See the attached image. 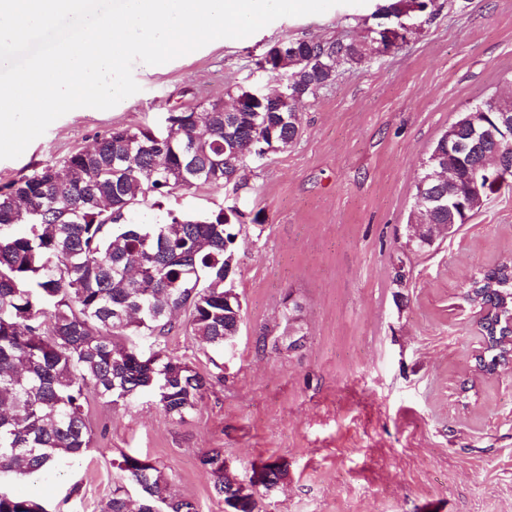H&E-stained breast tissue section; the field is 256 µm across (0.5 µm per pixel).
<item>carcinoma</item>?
Segmentation results:
<instances>
[{"label":"carcinoma","instance_id":"carcinoma-1","mask_svg":"<svg viewBox=\"0 0 512 512\" xmlns=\"http://www.w3.org/2000/svg\"><path fill=\"white\" fill-rule=\"evenodd\" d=\"M411 0L377 8L398 20ZM288 52L272 48L264 64L288 74L290 91L270 112L254 110L255 94L239 89L229 112L199 105L170 112L160 142L131 153L150 130L114 128L96 138L94 151L49 162L0 191V478L46 476L81 457L91 444L86 392L109 404L149 393L170 416L192 411L211 386L208 376L183 359L158 350L148 357L122 341L128 335H168L176 311L188 313L185 330L222 348L239 335L238 297L224 298V276L235 275L233 245L245 214L219 209L198 218L166 212L153 224H135L129 213L151 196L196 185L244 186L243 151L258 138L276 150L299 137L298 99L313 97L336 79V63L360 64L374 55L372 38L344 42L288 39ZM497 99L466 109L490 126ZM415 182L409 224H464L482 205L448 214L428 210L434 195L466 199L468 184ZM24 222L28 229L13 231ZM464 297L487 311L488 359L502 354L512 334V258L471 276ZM224 449L210 448L200 465L214 478L229 512H259L258 503L286 476L276 463L259 483L240 482L224 466ZM103 512H197L174 497L156 465L124 455ZM138 492L130 500L127 487ZM0 512H47L28 494L0 490Z\"/></svg>","mask_w":512,"mask_h":512}]
</instances>
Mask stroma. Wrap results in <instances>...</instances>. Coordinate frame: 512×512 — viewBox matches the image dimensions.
I'll return each mask as SVG.
<instances>
[{
	"label": "stroma",
	"mask_w": 512,
	"mask_h": 512,
	"mask_svg": "<svg viewBox=\"0 0 512 512\" xmlns=\"http://www.w3.org/2000/svg\"><path fill=\"white\" fill-rule=\"evenodd\" d=\"M375 24L368 6L340 5L135 73L136 94L72 110L20 157L0 159V188L112 128L159 132L171 111L227 103V89L272 93L281 78L258 62L279 41H350ZM336 70L300 105L293 146L248 161L246 188L179 189L130 216L149 224L169 210L236 205L259 217L234 244L242 325L232 349L202 345L180 325L135 339L216 376L214 387L182 421L149 394L114 406L89 395L91 448L53 476L6 479L0 490H24L48 512H102L113 462L127 453L156 463L199 512H224L198 463L220 448L242 481L252 464L287 463L263 512H512V371L475 373L482 331L463 297L473 273L512 257V191L423 253L407 222L448 125L488 96L512 98V0H435L403 47ZM289 299L302 307L304 347L259 349L260 335L287 338Z\"/></svg>",
	"instance_id": "obj_1"
}]
</instances>
